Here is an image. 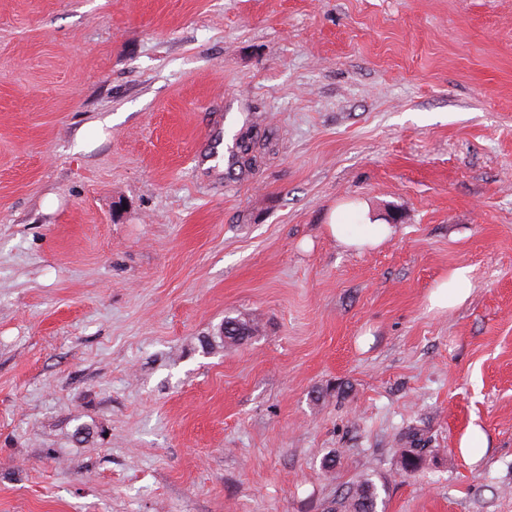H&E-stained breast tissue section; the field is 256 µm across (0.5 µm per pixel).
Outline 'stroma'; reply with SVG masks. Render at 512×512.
I'll use <instances>...</instances> for the list:
<instances>
[{
  "label": "stroma",
  "instance_id": "obj_1",
  "mask_svg": "<svg viewBox=\"0 0 512 512\" xmlns=\"http://www.w3.org/2000/svg\"><path fill=\"white\" fill-rule=\"evenodd\" d=\"M363 477L512 512V0H0V512ZM367 231L360 237L346 238L342 234V226L344 224H336V218L334 222L328 224L330 233L336 237V239L343 242L345 245L353 248H364V247H375L381 244L387 239L391 233V227L388 224H378L367 220ZM470 291L471 269L466 266L457 267L431 292L429 303L433 309L449 310L462 304L469 297Z\"/></svg>",
  "mask_w": 512,
  "mask_h": 512
}]
</instances>
